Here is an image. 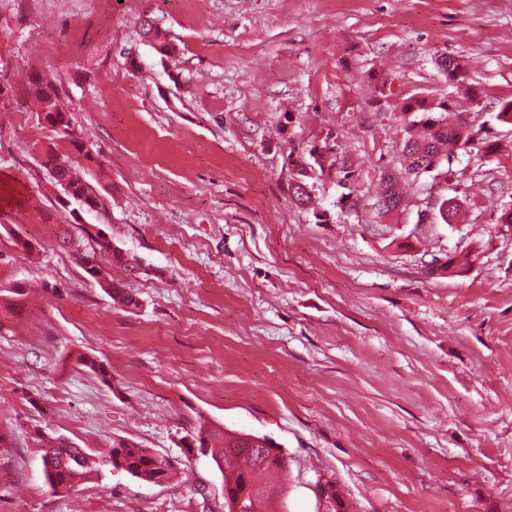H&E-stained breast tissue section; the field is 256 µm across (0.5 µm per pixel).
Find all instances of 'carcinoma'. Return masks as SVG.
Wrapping results in <instances>:
<instances>
[{
  "label": "carcinoma",
  "instance_id": "cac0c4a2",
  "mask_svg": "<svg viewBox=\"0 0 512 512\" xmlns=\"http://www.w3.org/2000/svg\"><path fill=\"white\" fill-rule=\"evenodd\" d=\"M439 68L448 75V85L464 89V95L471 101L476 100V91L468 82L465 65L457 57H442ZM27 97L35 100L38 112L45 114V119L57 126L55 133L64 146L50 149L46 154L44 166L50 170L54 179L63 180L72 188L73 195L87 204L102 198V194L87 179L94 168L103 169L100 156H93L86 151L83 138L73 130L67 116L65 105L58 94L55 77L51 73L33 80L27 88ZM404 112L411 114L403 127L400 145L401 169L403 179L414 184L420 199L428 196V191L441 182H448L452 174L453 160L461 153L477 150L486 157L496 151V144L489 138H475L461 118H448L449 106L444 101L436 102L427 97H418L405 105ZM322 149L313 152L307 146L292 160L291 179L299 182L292 196L297 203L306 205L310 202V193L306 191L309 181L332 170L336 171L343 186H348L354 175L352 165L345 158L338 157V143L333 134L328 132L321 139ZM380 191L387 201L383 202L381 212L389 213L406 207L400 191L399 181L390 174L380 181ZM82 232L96 243V248L76 250L73 257L81 266L87 278L97 282L102 290L112 299L126 306L138 305L137 299L124 286L112 279L99 264L97 255L113 254L120 260L122 256L112 249V243L99 233L87 227ZM233 433L219 432L214 428L201 425L196 431L182 438L184 447L202 448L203 455L217 460L225 455V450L232 442ZM43 464L51 465L45 470L46 481L53 490H69L79 481L98 470L99 462L91 458L83 449L63 436H44L41 438ZM109 463L134 477L162 483L173 472L171 461L148 455L144 449L121 441L113 444L109 454ZM286 470V460L278 450H267L265 454L238 455L229 463L232 477H224V501L239 500L244 505L268 502L264 491L255 485V474L264 472L276 476Z\"/></svg>",
  "mask_w": 512,
  "mask_h": 512
}]
</instances>
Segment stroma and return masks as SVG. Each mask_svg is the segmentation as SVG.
<instances>
[{
    "label": "stroma",
    "instance_id": "35a3bbf8",
    "mask_svg": "<svg viewBox=\"0 0 512 512\" xmlns=\"http://www.w3.org/2000/svg\"><path fill=\"white\" fill-rule=\"evenodd\" d=\"M444 56L467 62L478 103ZM49 72L103 154V211L42 165L55 137L25 91ZM420 96L501 146L454 161L457 223H419L412 186L406 210H378ZM507 100L512 0H0V290L28 286L0 327V512H224L221 473L180 443L203 421L280 448L281 512H323V475L346 512H512ZM329 132L355 170L350 211L336 175L311 180L309 209L288 190L289 152ZM85 224L123 253L100 262L138 306L58 247ZM49 434L102 461L136 444L174 477L103 462L53 491ZM439 68L448 75L449 86L457 89L464 88V95L471 101L476 100V91L468 82L466 67L459 60V57H442Z\"/></svg>",
    "mask_w": 512,
    "mask_h": 512
}]
</instances>
